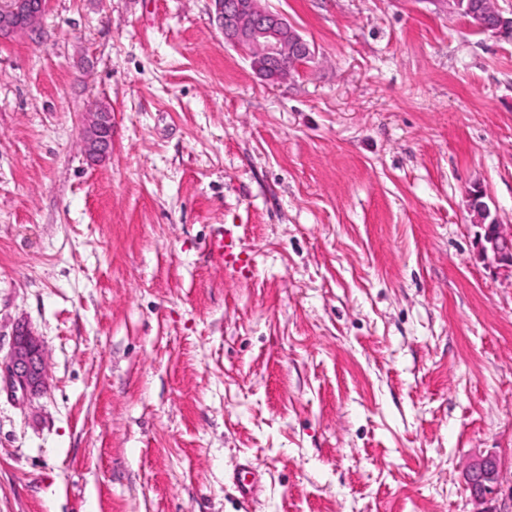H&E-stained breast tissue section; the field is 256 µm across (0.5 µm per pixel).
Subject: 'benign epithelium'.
<instances>
[{
  "label": "benign epithelium",
  "mask_w": 512,
  "mask_h": 512,
  "mask_svg": "<svg viewBox=\"0 0 512 512\" xmlns=\"http://www.w3.org/2000/svg\"><path fill=\"white\" fill-rule=\"evenodd\" d=\"M212 20L224 33V40L244 52L251 67L269 80L293 74V67L311 60L315 50L299 30L262 0H212ZM462 17L482 16V30L512 36V17L505 16L496 0H448ZM47 0H6L0 5V32L11 34L37 31ZM82 148L92 160L112 152V113H88ZM479 254L496 273L512 278V224L492 217L477 234ZM0 384L13 396L29 397L42 392L46 384V362L40 340L21 326L12 336L8 354L0 358ZM498 460L491 456L475 459L467 468L465 482L471 497L484 501L498 483Z\"/></svg>",
  "instance_id": "1"
}]
</instances>
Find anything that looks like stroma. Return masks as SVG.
Masks as SVG:
<instances>
[{
    "label": "stroma",
    "mask_w": 512,
    "mask_h": 512,
    "mask_svg": "<svg viewBox=\"0 0 512 512\" xmlns=\"http://www.w3.org/2000/svg\"><path fill=\"white\" fill-rule=\"evenodd\" d=\"M267 5L315 49L275 82L210 0H48L0 39V346L25 323L47 374L0 388V512H512V280L467 206L512 224V38ZM88 112L87 131L83 138L82 148L92 160L106 158L112 152V113ZM211 251L216 255L217 259L224 266V270L229 273L241 271L240 265V248L239 240L235 236L231 228H224L221 233L211 244ZM499 476V463L495 457L487 455L475 459L465 473V482L471 497L478 502L484 501L494 491Z\"/></svg>",
    "instance_id": "stroma-1"
}]
</instances>
